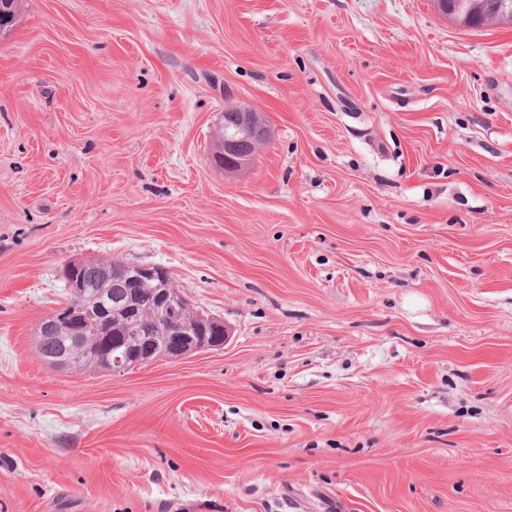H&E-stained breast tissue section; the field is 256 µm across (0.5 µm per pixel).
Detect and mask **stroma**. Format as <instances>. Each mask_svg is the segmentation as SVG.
<instances>
[{"label":"stroma","instance_id":"35a3bbf8","mask_svg":"<svg viewBox=\"0 0 512 512\" xmlns=\"http://www.w3.org/2000/svg\"><path fill=\"white\" fill-rule=\"evenodd\" d=\"M268 131L212 161L224 109ZM224 346L38 354L73 259ZM0 512H512V25L434 0H22L0 37ZM235 112L236 131L230 133L224 128L226 126L233 129L236 123ZM221 134L224 136V155L221 159L213 157L214 162H223L224 171L233 173L247 168L252 163L256 146L266 137V129L254 109L243 104H234L224 109V125L220 127L216 142L219 141ZM241 145L249 147L250 150L242 152Z\"/></svg>","mask_w":512,"mask_h":512}]
</instances>
